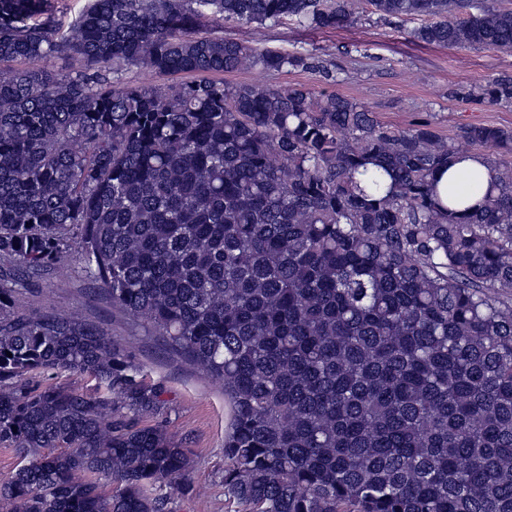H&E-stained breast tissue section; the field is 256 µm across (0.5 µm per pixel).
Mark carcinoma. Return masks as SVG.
<instances>
[{
    "label": "carcinoma",
    "mask_w": 512,
    "mask_h": 512,
    "mask_svg": "<svg viewBox=\"0 0 512 512\" xmlns=\"http://www.w3.org/2000/svg\"><path fill=\"white\" fill-rule=\"evenodd\" d=\"M366 2L441 17L426 44L512 51L511 7ZM206 10L356 19L354 0H89L69 36L51 0H0V444L20 458L0 512H171L194 490L189 450L144 424L162 390L109 333L16 307L75 237L112 307L224 389L243 512H512V166L443 205L468 151L336 92L215 80L308 62L199 32ZM132 67L192 80L122 83ZM460 140L512 152V129ZM58 369L99 389L31 384Z\"/></svg>",
    "instance_id": "cac0c4a2"
}]
</instances>
